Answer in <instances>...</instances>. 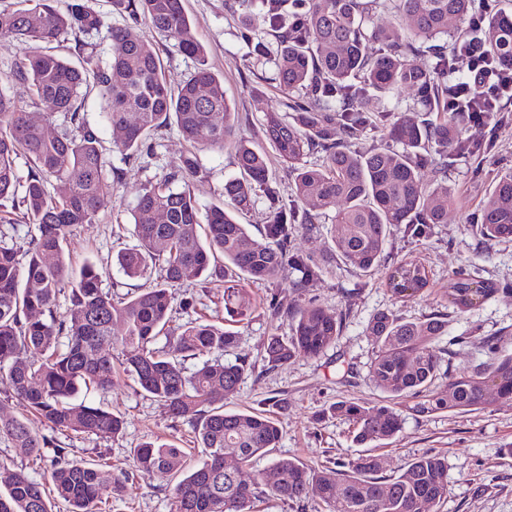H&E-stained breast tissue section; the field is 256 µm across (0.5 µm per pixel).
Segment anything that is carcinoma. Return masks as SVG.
Here are the masks:
<instances>
[{
	"mask_svg": "<svg viewBox=\"0 0 512 512\" xmlns=\"http://www.w3.org/2000/svg\"><path fill=\"white\" fill-rule=\"evenodd\" d=\"M56 2L0 6V40L34 44L0 78V199L11 201L36 230L23 261L0 243V387L46 426L113 438L122 432L123 418L79 402L76 395L83 386L112 387V357L103 346L120 350L124 372L172 417L192 420L197 445L205 451L202 465L174 485V512H253L254 500L267 491L301 502L314 490L325 512H430V506L447 501L448 461L437 454L413 459L388 480L378 475L380 462L371 454L339 472L311 470L292 457L258 474L248 472L253 458L276 446L282 427L265 411L224 410L251 368L247 357L233 363L216 359L195 370L186 366L203 350L235 346L237 333L192 321L171 333L168 324L175 289L188 280L224 287V309L242 320L250 309L246 283L286 281L302 296L319 282L322 264L291 249L298 230H319L317 215L300 208L301 202L333 213L340 231L331 237L329 250L361 276L385 266L392 230L420 239L444 223L456 202L454 192L425 181L424 169L445 178L456 160L483 158L490 145L464 137L476 113L448 95L455 58L438 41L448 36V19L472 20L466 36L476 40L484 56L512 62V0H499L501 7L486 13L476 0H262L257 12L244 14L245 40L262 28L275 43L272 49L257 42L255 55L259 64L273 65L272 80L287 96L288 115L267 112L261 125L293 174L288 202L271 186L267 156L235 138L239 113L224 95V81L207 65L183 0H113L130 22L110 27L115 52L105 63L81 40L102 28V17L87 0H68L63 9ZM385 9L408 24H377L376 15ZM141 18L196 61L194 72L175 90L152 40L137 28ZM65 34L74 35L78 67L49 50ZM373 42L381 44L376 55L368 52ZM419 57L426 63H418ZM89 86L104 101L106 122L125 131L116 145L121 154H149L152 133L173 123L196 149H231L239 170L221 190L230 209L222 204L201 209L191 190L203 178L194 152L180 169L138 192L131 212L137 244L117 255L118 269L134 279L160 261L163 277L120 300L101 287L92 264L72 276L64 249L69 229L94 223L110 201L112 183L121 179L120 171L106 170L102 139L85 116L83 89ZM367 87L385 97L411 88L416 99L405 110L365 112L361 99ZM18 89L29 91L32 106L46 119L63 114L68 127L51 136L44 125L30 121ZM373 129L380 144L358 150L359 140ZM22 154L31 162L25 176L15 168ZM308 154L318 155L319 162L306 163ZM53 181L60 186L56 195L48 190ZM259 190L268 206L255 234L237 214L253 207ZM160 214L166 217L161 224ZM472 230L483 244L512 241V170L493 182ZM428 284V270L417 260L385 272L386 287L400 298ZM67 286L70 306L60 315L57 299ZM500 291L509 288L460 272L451 303L465 311ZM268 311L273 318L286 317L290 329L286 338L272 337L264 345L270 368L298 355L319 356L336 342L347 319V312L330 313L313 300L286 311L272 300ZM116 322L123 326L120 336L113 333ZM447 327L444 314L416 320L391 310L373 315L366 328L374 345L368 376L388 400L334 404L332 411L353 425V441L393 440L403 429L406 410L419 415L477 411L488 404L490 390L497 399L512 401V353L499 352L494 336L479 338L492 354L490 362L471 372H442L435 343ZM411 399L416 403L410 406ZM51 442L28 422L0 411V444L39 456ZM226 454L240 463L230 475L224 469ZM182 457L183 450L172 444L146 443L133 451L136 470L148 477L173 475ZM50 481L49 494L25 472H13L0 490V512H53L56 497L67 503L68 512H96L98 503L123 485L112 471L64 455L55 457Z\"/></svg>",
	"mask_w": 512,
	"mask_h": 512,
	"instance_id": "obj_1",
	"label": "carcinoma"
}]
</instances>
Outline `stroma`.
Here are the masks:
<instances>
[{"mask_svg": "<svg viewBox=\"0 0 512 512\" xmlns=\"http://www.w3.org/2000/svg\"><path fill=\"white\" fill-rule=\"evenodd\" d=\"M193 22V32L207 50V61L224 81V94L246 114L237 132L256 149L272 154L260 119L264 113L281 110L282 96L273 83L270 66L254 65L252 45L241 36L242 6L238 0H185ZM84 111L100 126L107 157L122 178L113 184L108 206L95 223L71 228L66 255L72 271L93 262L101 275V286L122 297L139 283L160 281V264L146 269L142 279H129L114 264L118 251L135 242L130 212L143 184L181 167L192 152L176 127L158 130L152 136L155 153L148 161L126 159L115 151L121 140L115 128L105 124L97 91H88ZM469 136L492 139L486 158L457 161L449 168L447 185L456 196L448 209V221L434 225L422 241L393 231L389 238L390 262L415 259L431 272V283L414 296L396 298L383 284L382 275L364 277L343 264L330 262L321 280L307 291L308 299L328 311L349 309L350 317L336 342L317 357L300 355L272 372L263 369V344L267 338L288 333L286 319L271 318L266 300L276 297L282 308L297 304L300 296L287 284L269 286L250 283L246 296L252 313L248 320L232 323L224 311V289L214 284L189 281L178 288V297H193L190 308H174L171 327L190 320L206 322L237 331V345L224 353V361L247 356V371L237 393L225 404L229 411L273 410L281 421L282 436L275 448L257 457L252 472H260L277 458L293 457L310 468L320 469L346 463L361 454L351 441V426L341 416L330 414L331 405L342 400L377 402L384 394L368 379L372 344L365 328L374 312L394 311L405 319H416L441 311L448 316V333L439 347L450 350L451 372L469 371L488 362L480 337L495 335L503 350L512 352V292L499 293L481 306L461 312L448 297L462 268L478 269L481 277L512 285V242L483 246L473 235L471 224L477 216L491 184L505 169H512V119L496 127H473ZM205 175L194 191L202 207L222 202L226 178L236 172L230 150L197 152ZM80 401L102 406L124 419V429L115 438L53 432L54 448L68 457L82 458L128 472L120 496L100 503L98 512H171V487L166 481L135 472L131 452L145 442L172 443L183 448V471H190L203 459L190 419L172 418L167 407L145 396L123 370H116L109 391L82 390ZM53 450L34 456L23 448L0 445V480L8 471L24 469L42 480L51 467ZM380 460L382 476H396L412 459L438 454L448 460V499L437 512H512V402L491 401L484 409L469 412H437L428 416L406 414L403 431L387 444L373 448Z\"/></svg>", "mask_w": 512, "mask_h": 512, "instance_id": "1", "label": "stroma"}]
</instances>
